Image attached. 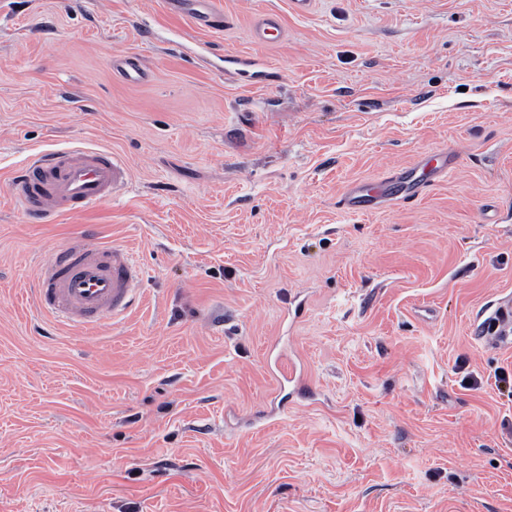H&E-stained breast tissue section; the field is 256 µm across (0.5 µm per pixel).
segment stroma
Instances as JSON below:
<instances>
[{
	"instance_id": "35a3bbf8",
	"label": "stroma",
	"mask_w": 512,
	"mask_h": 512,
	"mask_svg": "<svg viewBox=\"0 0 512 512\" xmlns=\"http://www.w3.org/2000/svg\"><path fill=\"white\" fill-rule=\"evenodd\" d=\"M218 6L0 0V512H512V340L478 334L512 295V0ZM61 144L129 179L31 223L10 174ZM439 151L411 203L339 207ZM87 233L139 263L133 312L35 317ZM177 4L200 27L217 28L222 23V14L214 0H168ZM285 31L278 16L264 14L252 31L254 42L258 46H271L284 38ZM110 68L129 83H141L148 78L140 59L132 54L112 56Z\"/></svg>"
}]
</instances>
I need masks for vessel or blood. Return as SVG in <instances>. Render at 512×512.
Returning <instances> with one entry per match:
<instances>
[{
  "instance_id": "vessel-or-blood-1",
  "label": "vessel or blood",
  "mask_w": 512,
  "mask_h": 512,
  "mask_svg": "<svg viewBox=\"0 0 512 512\" xmlns=\"http://www.w3.org/2000/svg\"><path fill=\"white\" fill-rule=\"evenodd\" d=\"M201 27L216 28L222 14L215 0H173ZM278 16L263 15L252 31L254 42L271 46L283 39ZM110 67L129 83L144 82L148 73L132 54L112 57ZM128 179V169L112 152L87 147H62L43 153L36 164L16 177L18 195L30 219L42 221L55 214H79L109 201ZM426 180L403 172L397 188L386 182H354L339 198L340 206L365 212L380 202L401 195L408 199L426 187ZM140 270L125 248L106 246L90 237L64 246L40 267L33 306L50 318L73 325L94 326L129 312Z\"/></svg>"
}]
</instances>
